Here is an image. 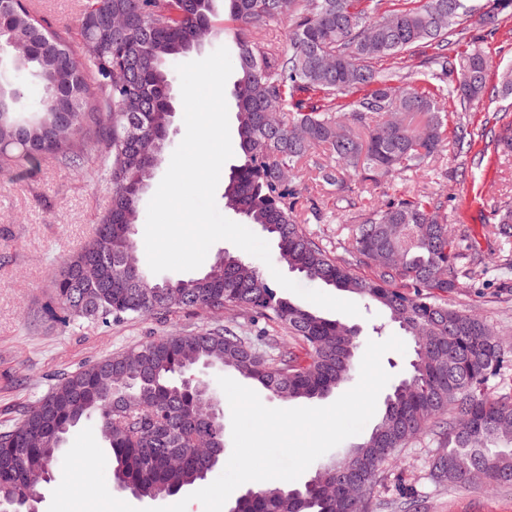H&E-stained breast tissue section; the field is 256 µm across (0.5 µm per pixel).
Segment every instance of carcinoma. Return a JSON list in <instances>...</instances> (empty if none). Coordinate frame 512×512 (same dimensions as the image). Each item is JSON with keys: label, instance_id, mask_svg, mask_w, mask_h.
<instances>
[{"label": "carcinoma", "instance_id": "1", "mask_svg": "<svg viewBox=\"0 0 512 512\" xmlns=\"http://www.w3.org/2000/svg\"><path fill=\"white\" fill-rule=\"evenodd\" d=\"M215 0H86L81 39L104 41L85 59L68 33L35 15L28 0L0 12V61L15 76L41 88L38 102L23 103L29 87L0 81V171L34 168L46 156L82 166L89 150L111 185L110 205L91 239L63 264L52 282L51 316L63 324L170 316L179 310L248 309L275 329L263 343L216 324L162 336L132 358L117 353L72 372L17 422L0 428V502L30 512L23 476L52 470L69 431L95 419L112 452L117 487L139 498L174 496L205 479L224 456V418L208 414L212 389L189 380L199 366L233 370L282 401L330 396L354 370L360 332L278 295L259 270L229 252L224 275L208 279L155 278L141 262L134 228L139 223V144L168 133L173 114V66L197 49V28L215 26ZM470 0H422L386 10L384 0H224L234 24L239 75L234 86L240 164L224 181V206L277 242L279 260L303 278L332 286L383 308L414 343L407 373L385 397L378 422L350 456L363 470L361 493L324 492L338 461L322 464L300 488L250 487L226 512H370L382 467L400 449L438 428L441 451L431 476L442 485H467L473 473L487 486L512 484V399L484 392L488 378L512 365L493 328L440 298L454 288L448 269L463 253L445 224L447 197L400 196L341 224L352 240L350 258L335 257L308 233L293 185L298 169L322 147L336 166H317L315 180L336 188V210L353 205L348 178L376 184L395 172L424 167L448 140L445 99H483L488 61L474 45L448 58V36L470 13ZM484 21L512 15V0H489ZM110 14L123 24L107 33L92 16ZM286 23L288 44L253 35L260 26ZM436 52L422 62L420 81L399 67L376 69L422 45ZM59 123L71 140L49 139ZM454 145L468 152L471 132L458 124ZM495 231L512 243V207L495 213ZM94 254L104 282L133 278L136 295L81 283L72 272ZM366 265L361 277L354 265ZM299 342L298 356L280 346L276 332ZM32 430L41 442L23 446ZM181 457L175 465L168 457Z\"/></svg>", "mask_w": 512, "mask_h": 512}]
</instances>
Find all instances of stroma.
Listing matches in <instances>:
<instances>
[{"label": "stroma", "mask_w": 512, "mask_h": 512, "mask_svg": "<svg viewBox=\"0 0 512 512\" xmlns=\"http://www.w3.org/2000/svg\"><path fill=\"white\" fill-rule=\"evenodd\" d=\"M464 21V34L453 37L449 56L478 43L488 62V86L498 84L502 68L512 65V17L501 16L497 30L484 25L486 0ZM449 123H468L474 133L471 151L458 157L454 147L380 184L356 185V206L347 213L355 223L383 200L400 195L448 197V228L461 251L476 248L483 258L499 254L493 215L512 205V154L497 152L494 138L512 122V96L484 97L460 107L446 104ZM296 186L302 203H314L306 229L335 255L351 251L350 240L336 234L332 217L335 190L319 185L312 166L300 172ZM110 202V186L96 160L68 168L47 158L28 172H0V425L15 422L20 409L45 394L63 371L125 352L175 332L215 324H232L243 335L260 337L268 322L239 308L220 314L194 311L166 318L79 322L64 326L48 310L53 306L51 281L64 261L91 237ZM456 287L447 299L456 308L478 315L512 351V276L488 270L470 277L464 265L450 273ZM435 432L403 448L372 494L373 512H397L402 486H413L426 512H512V486H443L429 469L439 451Z\"/></svg>", "instance_id": "obj_1"}]
</instances>
